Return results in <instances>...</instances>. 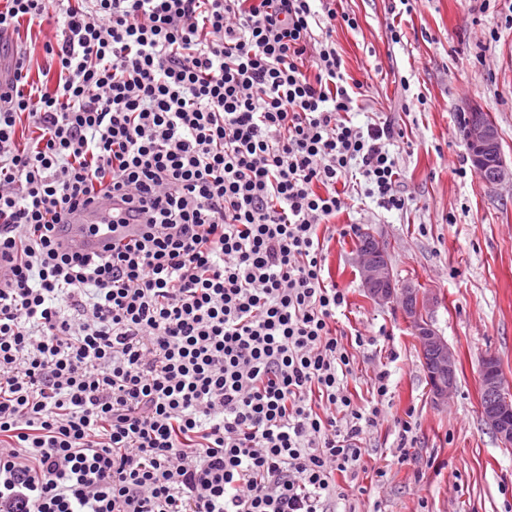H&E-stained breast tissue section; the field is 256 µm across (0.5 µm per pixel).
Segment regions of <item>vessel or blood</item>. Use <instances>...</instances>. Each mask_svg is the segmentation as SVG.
I'll use <instances>...</instances> for the list:
<instances>
[{"instance_id": "vessel-or-blood-1", "label": "vessel or blood", "mask_w": 512, "mask_h": 512, "mask_svg": "<svg viewBox=\"0 0 512 512\" xmlns=\"http://www.w3.org/2000/svg\"><path fill=\"white\" fill-rule=\"evenodd\" d=\"M111 211V198L102 195L96 198L94 210L72 213L68 224L64 225L61 232L63 246L72 252L92 255L101 253L111 243L113 235L133 238L135 225L112 228Z\"/></svg>"}]
</instances>
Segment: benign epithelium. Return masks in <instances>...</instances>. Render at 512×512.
I'll return each mask as SVG.
<instances>
[{"label": "benign epithelium", "instance_id": "obj_1", "mask_svg": "<svg viewBox=\"0 0 512 512\" xmlns=\"http://www.w3.org/2000/svg\"><path fill=\"white\" fill-rule=\"evenodd\" d=\"M460 111L468 115L464 137L476 173L489 185L512 180V170L506 167L501 154L500 134L495 122L470 104L461 106ZM358 270L374 301L395 303L404 310L416 307V312L405 315V318L413 327L421 355L425 356L431 401L437 408L447 404L448 395L456 387L458 359L444 336L427 324L426 311L433 304V298L420 295L419 289L410 283H397L390 263L370 251L358 252ZM479 376L482 390L488 394L487 401L481 404L483 421L505 446L511 447L512 390L505 387L495 356L482 357Z\"/></svg>", "mask_w": 512, "mask_h": 512}]
</instances>
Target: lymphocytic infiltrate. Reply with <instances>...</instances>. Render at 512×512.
Listing matches in <instances>:
<instances>
[{
	"label": "lymphocytic infiltrate",
	"mask_w": 512,
	"mask_h": 512,
	"mask_svg": "<svg viewBox=\"0 0 512 512\" xmlns=\"http://www.w3.org/2000/svg\"><path fill=\"white\" fill-rule=\"evenodd\" d=\"M0 93V512H357L369 406L336 333L325 239L359 187L404 210L389 119L336 0H5ZM33 135L19 141L18 123ZM108 187L139 234L62 249ZM20 32V41L30 57V80L38 81L39 78L43 80V71L48 68L47 58L43 49L45 37L43 33H39L37 28L27 33L25 24L21 26Z\"/></svg>",
	"instance_id": "f902f5d3"
}]
</instances>
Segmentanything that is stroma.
Wrapping results in <instances>:
<instances>
[{"instance_id":"stroma-1","label":"stroma","mask_w":512,"mask_h":512,"mask_svg":"<svg viewBox=\"0 0 512 512\" xmlns=\"http://www.w3.org/2000/svg\"><path fill=\"white\" fill-rule=\"evenodd\" d=\"M398 0H342L357 28H337L336 48L348 72L365 85L366 124L383 112L404 128L408 145L395 149L406 207L379 208L372 199L339 211L328 243L331 279L345 289L348 306L338 327L346 337H376L355 350L349 389L359 403L387 365L388 403L367 436L366 473L358 483L383 512H512V447H504L481 416L479 364L495 355L512 388V181L485 184L473 170L463 138L459 105L489 113L512 168V28L503 27L512 0L484 10L482 0H419L403 16L402 39L392 43L391 9ZM498 29L490 40V29ZM423 95L416 104L414 95ZM462 168L466 177L455 176ZM385 241L394 276L435 295L431 324L458 358L457 386L445 407L434 408L428 379L401 311L371 300L359 277L357 228ZM416 421L414 443L400 453L397 421L406 410ZM384 481H376L377 469Z\"/></svg>"}]
</instances>
